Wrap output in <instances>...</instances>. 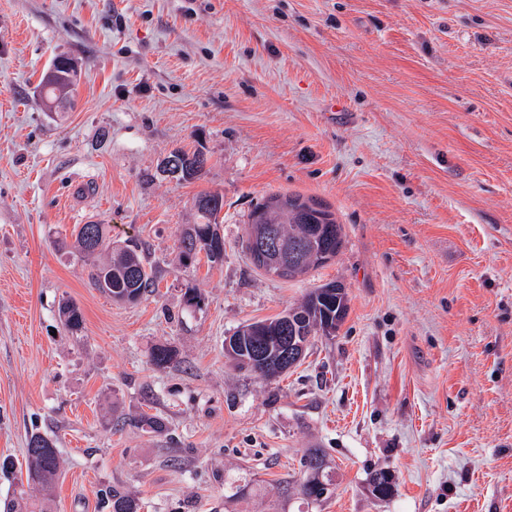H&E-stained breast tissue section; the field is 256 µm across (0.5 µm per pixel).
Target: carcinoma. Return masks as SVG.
Wrapping results in <instances>:
<instances>
[{
    "instance_id": "1",
    "label": "carcinoma",
    "mask_w": 512,
    "mask_h": 512,
    "mask_svg": "<svg viewBox=\"0 0 512 512\" xmlns=\"http://www.w3.org/2000/svg\"><path fill=\"white\" fill-rule=\"evenodd\" d=\"M78 76L77 65L70 59L60 58L44 73L39 83V93L49 102L67 99ZM181 167L179 179H198L205 167L204 156L187 152L171 155ZM224 207V197L217 192L201 191L194 197V208L200 222L188 225L180 235L181 254L195 259L204 254L207 261L219 264L224 260V249L214 245L211 227L218 224V215ZM336 226V251L344 244L342 226L337 224L333 212L300 195L272 194L250 214L247 238L272 236L281 245L277 260L288 267L279 274L281 279H297L326 264L323 260L318 227ZM73 234L76 241L74 256L87 270L88 284L115 301L129 302L140 299L147 291L152 276L147 272L139 247L131 242L112 250V237L107 224H77ZM349 310L348 295H337L327 291L326 286L311 291L304 301L286 314L262 321L257 335L248 332L250 325H244L235 333L232 360L241 369L273 377L275 373L256 367L257 353L262 352L269 359H276L283 352L279 339L281 324L288 320V335L297 341L308 343L310 336L324 331L325 327L340 328ZM61 323L68 334L79 336L84 319L80 308L69 301L59 309ZM323 457L319 450L312 451L304 461L305 479L300 483V494L304 499L319 500L315 496L316 484L320 483L319 473L313 461ZM61 461L52 439L40 433L30 436L26 448V483L35 489L40 501H35L24 489L12 497L0 501V512H36L39 502L50 501L55 495L59 480ZM112 512H140L139 502L124 493L112 490Z\"/></svg>"
}]
</instances>
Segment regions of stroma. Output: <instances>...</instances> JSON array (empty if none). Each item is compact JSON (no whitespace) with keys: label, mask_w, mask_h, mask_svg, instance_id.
Returning <instances> with one entry per match:
<instances>
[{"label":"stroma","mask_w":512,"mask_h":512,"mask_svg":"<svg viewBox=\"0 0 512 512\" xmlns=\"http://www.w3.org/2000/svg\"><path fill=\"white\" fill-rule=\"evenodd\" d=\"M58 56L79 79L53 111ZM178 150L206 156L199 179L165 171ZM209 190L215 265L177 248ZM277 193L345 235L295 280L244 248ZM87 220L138 242V302L56 246ZM330 281L348 315L297 366L225 355ZM34 433L61 457L45 512H111L112 489L141 512H512V0H0V457L24 467ZM316 449L331 487L309 503ZM78 76L77 65L70 59L60 58L44 73L39 83V93L49 102L67 99ZM59 316L67 333L78 337L84 327V319L80 308L72 302H63L59 309ZM322 457H323V454L321 451L314 450L307 456V458L305 459V461L303 463L304 464L303 466L306 468V471H305L306 477L300 483L299 490H300V494L306 500L318 501L322 497L321 494L318 493L316 495V497L312 498L313 494L315 493L314 489L316 488V484L321 483L319 480V473L315 469V467H313L312 462L318 458L323 459Z\"/></svg>","instance_id":"stroma-1"}]
</instances>
